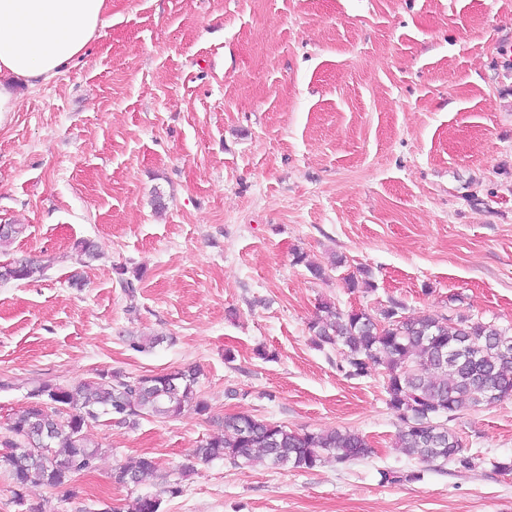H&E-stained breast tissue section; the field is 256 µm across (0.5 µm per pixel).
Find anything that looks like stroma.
Masks as SVG:
<instances>
[{
  "mask_svg": "<svg viewBox=\"0 0 512 512\" xmlns=\"http://www.w3.org/2000/svg\"><path fill=\"white\" fill-rule=\"evenodd\" d=\"M0 224L24 227L0 262L46 264L0 283V380L17 384L0 390L1 434L38 378L194 366L209 406L91 426L96 469L29 487L42 512L161 493L113 482L142 455L182 482L161 512H512V473L494 467L512 458V398L451 421L473 470L421 467L395 446L382 371L349 376L310 329L324 301L395 302L512 336V0H112L84 57L0 127ZM116 264L140 270L135 299ZM143 334L163 341L133 350ZM238 413L354 431L373 453L194 462Z\"/></svg>",
  "mask_w": 512,
  "mask_h": 512,
  "instance_id": "stroma-1",
  "label": "stroma"
}]
</instances>
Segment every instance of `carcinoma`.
Instances as JSON below:
<instances>
[{
    "mask_svg": "<svg viewBox=\"0 0 512 512\" xmlns=\"http://www.w3.org/2000/svg\"><path fill=\"white\" fill-rule=\"evenodd\" d=\"M44 269L28 258L1 263L0 281L27 280ZM399 309L394 303L374 316L326 301L311 329L319 344L343 347L348 375L363 377L372 368H383L386 404L400 421L396 447L420 463H452L470 471L478 457L463 452L447 422L465 408L512 398V336L469 316L406 318ZM199 377L198 368L184 367L139 377L104 372L71 385L29 382L30 405L13 418L3 441L8 451L0 455L19 512H40L26 503L28 487H62L95 468L103 448L88 438L91 424L104 418L134 426L145 417L174 418L188 406L206 412L208 405L197 391ZM370 454L372 448L355 432H297L249 414L224 417L221 432L193 450V458L205 463L224 460L240 467L262 459L295 469ZM158 470L154 458L141 456L114 469L112 478L136 487ZM160 506L159 495L143 494L124 511L107 507L103 512H160Z\"/></svg>",
    "mask_w": 512,
    "mask_h": 512,
    "instance_id": "cac0c4a2",
    "label": "carcinoma"
}]
</instances>
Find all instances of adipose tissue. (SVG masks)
<instances>
[{
  "label": "adipose tissue",
  "instance_id": "1",
  "mask_svg": "<svg viewBox=\"0 0 512 512\" xmlns=\"http://www.w3.org/2000/svg\"><path fill=\"white\" fill-rule=\"evenodd\" d=\"M111 0H0V125L19 107L17 85L49 82L95 39Z\"/></svg>",
  "mask_w": 512,
  "mask_h": 512
}]
</instances>
